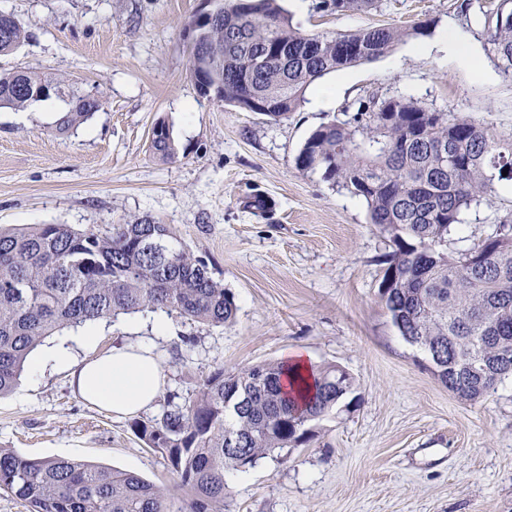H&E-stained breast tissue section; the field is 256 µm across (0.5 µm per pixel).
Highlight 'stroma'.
Wrapping results in <instances>:
<instances>
[{
    "label": "stroma",
    "mask_w": 512,
    "mask_h": 512,
    "mask_svg": "<svg viewBox=\"0 0 512 512\" xmlns=\"http://www.w3.org/2000/svg\"><path fill=\"white\" fill-rule=\"evenodd\" d=\"M315 0H281L302 31L421 26L385 56L329 75L331 103L305 100L287 119L201 96L190 76L186 31L202 0H0L29 39L0 57V70L37 68L77 83L103 107L73 133L54 130L68 101L0 109V227L89 224L134 217L169 225L224 284L232 323H193L165 313L91 322L103 352L153 343L167 384L149 417L191 398L214 366L238 370L305 351L315 368L354 379L350 405L314 422L313 439L226 475L224 512H512V378L475 403L433 374L425 353L393 325L379 295L388 233L369 223L362 197L297 169L308 136L369 96L412 98L512 133V80L486 55L478 15L462 0H378L377 8L329 15ZM476 57L482 77L439 45L447 34ZM166 123L177 155L150 149ZM266 211L247 208L253 195ZM512 218V183H496L448 236L459 252ZM165 324L156 333L154 321ZM134 420L90 406L66 373L23 371L0 396V448L130 471L183 491L165 457Z\"/></svg>",
    "instance_id": "stroma-1"
}]
</instances>
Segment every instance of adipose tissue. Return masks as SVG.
Instances as JSON below:
<instances>
[{
    "instance_id": "1",
    "label": "adipose tissue",
    "mask_w": 512,
    "mask_h": 512,
    "mask_svg": "<svg viewBox=\"0 0 512 512\" xmlns=\"http://www.w3.org/2000/svg\"><path fill=\"white\" fill-rule=\"evenodd\" d=\"M52 361L65 371L87 403L114 415L134 417L148 411L162 393L166 376L153 346L130 342L106 353L76 357L69 347L51 348L33 370Z\"/></svg>"
}]
</instances>
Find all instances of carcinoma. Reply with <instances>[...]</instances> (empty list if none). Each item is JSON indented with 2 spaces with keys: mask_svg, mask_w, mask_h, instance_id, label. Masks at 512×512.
Masks as SVG:
<instances>
[{
  "mask_svg": "<svg viewBox=\"0 0 512 512\" xmlns=\"http://www.w3.org/2000/svg\"><path fill=\"white\" fill-rule=\"evenodd\" d=\"M375 0H318V12L342 15ZM484 50L512 80V0L480 10ZM407 31L375 26L350 33L306 34L279 0H228L222 18L191 45L190 71L202 95L208 74L196 67L204 47L223 76L221 99L253 98L274 121L288 118L325 76L375 60ZM28 31L0 13V56L14 53ZM67 94L55 122L66 134L93 115L67 80L33 68L0 71V108L22 110ZM372 96L353 115L315 129L295 159L303 172L364 198L372 224L384 226L393 250L386 259L381 300L401 335L436 353L449 371L448 390L475 402L512 377V223L472 248L448 253L453 226L497 181L512 180V134L415 99L392 98V112ZM151 148L176 156L170 127L152 130ZM507 175H502L503 170ZM165 312L222 326L236 313L234 295L170 231L150 219L112 224H35L0 230V396L14 390L31 352L47 336L102 318ZM285 362L226 371L218 365L195 395L161 417L136 421L146 445L160 452L187 493L179 512H224L225 476L314 437L311 423L353 392L336 393L341 369L314 375L298 397L285 388ZM0 492L29 512H168L167 493L133 472L68 458H26L0 448Z\"/></svg>",
  "mask_w": 512,
  "mask_h": 512,
  "instance_id": "obj_1",
  "label": "carcinoma"
}]
</instances>
